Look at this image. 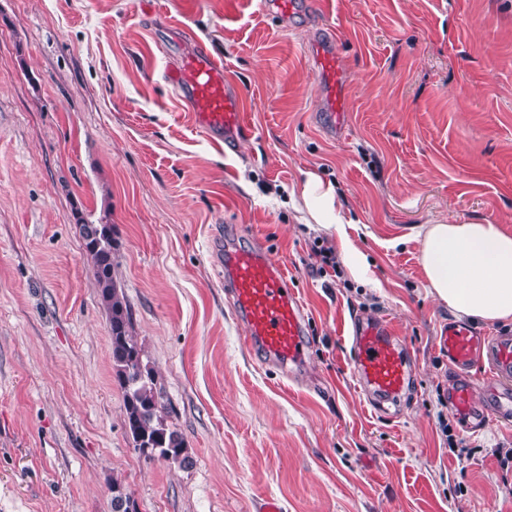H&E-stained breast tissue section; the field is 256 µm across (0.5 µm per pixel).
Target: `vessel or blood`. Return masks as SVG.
Returning a JSON list of instances; mask_svg holds the SVG:
<instances>
[{
  "label": "vessel or blood",
  "mask_w": 512,
  "mask_h": 512,
  "mask_svg": "<svg viewBox=\"0 0 512 512\" xmlns=\"http://www.w3.org/2000/svg\"><path fill=\"white\" fill-rule=\"evenodd\" d=\"M314 66L323 84V117L328 128L345 125V73L335 49L317 47ZM187 104L193 124L209 140L236 150L249 126L244 106L224 72V63L196 45L167 74ZM224 286L237 318L246 328L244 343L284 368L300 365L305 351L303 306L289 292L287 274L257 247L226 246L222 257ZM352 366L356 377L385 400L400 396L409 378L405 353L388 323L351 321ZM440 350L454 379L448 403L465 427L482 428L490 420L512 419V335L487 336L465 323L448 322ZM486 365L498 386L492 401L481 398L472 369Z\"/></svg>",
  "instance_id": "b4317fda"
}]
</instances>
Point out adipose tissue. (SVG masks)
I'll use <instances>...</instances> for the list:
<instances>
[{
	"label": "adipose tissue",
	"mask_w": 512,
	"mask_h": 512,
	"mask_svg": "<svg viewBox=\"0 0 512 512\" xmlns=\"http://www.w3.org/2000/svg\"><path fill=\"white\" fill-rule=\"evenodd\" d=\"M300 197L310 218L341 231L336 190L306 172ZM431 294L459 317L512 322V232L498 224H429L413 235Z\"/></svg>",
	"instance_id": "1"
}]
</instances>
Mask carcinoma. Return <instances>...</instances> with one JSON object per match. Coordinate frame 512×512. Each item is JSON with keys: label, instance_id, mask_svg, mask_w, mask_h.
Here are the masks:
<instances>
[{"label": "carcinoma", "instance_id": "obj_1", "mask_svg": "<svg viewBox=\"0 0 512 512\" xmlns=\"http://www.w3.org/2000/svg\"><path fill=\"white\" fill-rule=\"evenodd\" d=\"M85 251L109 321L112 370L124 396V426L133 447L148 460L184 467L182 435L165 422L166 405L154 369L144 364V347L136 335L130 306L114 276L115 246L110 224L81 225Z\"/></svg>", "mask_w": 512, "mask_h": 512}]
</instances>
